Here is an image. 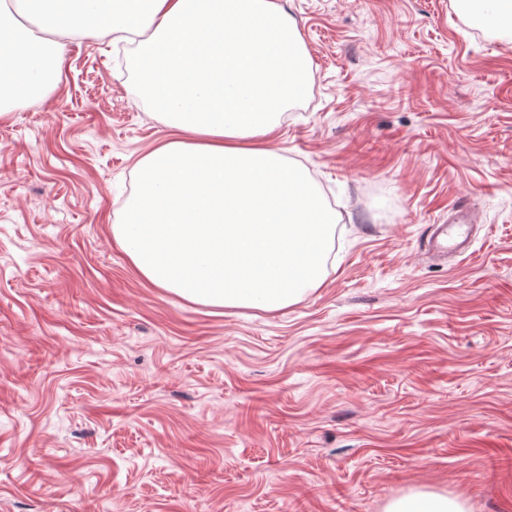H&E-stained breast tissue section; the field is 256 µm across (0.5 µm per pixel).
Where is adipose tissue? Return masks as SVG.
<instances>
[{
  "mask_svg": "<svg viewBox=\"0 0 512 512\" xmlns=\"http://www.w3.org/2000/svg\"><path fill=\"white\" fill-rule=\"evenodd\" d=\"M0 0V117L41 92L63 45L26 20L69 15V35L136 37L137 94L171 136L137 164L112 234L151 284L206 306L276 312L320 285L336 218L295 189L306 169L269 143L300 99L308 55L279 0ZM384 512H470L414 491Z\"/></svg>",
  "mask_w": 512,
  "mask_h": 512,
  "instance_id": "adipose-tissue-1",
  "label": "adipose tissue"
}]
</instances>
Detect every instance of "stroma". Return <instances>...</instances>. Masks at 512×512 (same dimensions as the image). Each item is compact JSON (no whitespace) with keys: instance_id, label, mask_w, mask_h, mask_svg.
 Segmentation results:
<instances>
[{"instance_id":"1","label":"stroma","mask_w":512,"mask_h":512,"mask_svg":"<svg viewBox=\"0 0 512 512\" xmlns=\"http://www.w3.org/2000/svg\"><path fill=\"white\" fill-rule=\"evenodd\" d=\"M311 61L272 146L336 216L278 312L154 287L112 237L169 136L117 45L0 119V512H512V36L457 0H280ZM478 219L471 257L429 227ZM384 512H470L466 503L448 495L414 491L390 499L384 506Z\"/></svg>"}]
</instances>
